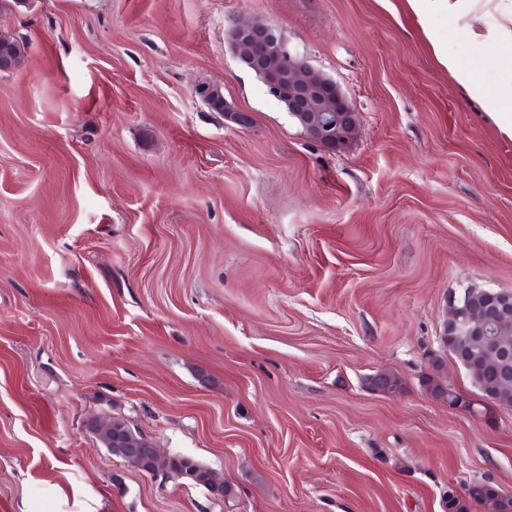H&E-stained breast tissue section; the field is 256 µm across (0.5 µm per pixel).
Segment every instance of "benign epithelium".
I'll use <instances>...</instances> for the list:
<instances>
[{"label":"benign epithelium","mask_w":512,"mask_h":512,"mask_svg":"<svg viewBox=\"0 0 512 512\" xmlns=\"http://www.w3.org/2000/svg\"><path fill=\"white\" fill-rule=\"evenodd\" d=\"M236 40L251 47L250 66L278 76L288 70V83L273 79L266 83L269 94L276 98L288 96L292 116L303 126L311 139L327 147H336L348 140L357 126L358 114L336 82L314 69L289 47L287 40L271 25L257 21H240L232 26ZM512 328V291L467 289L461 298L452 299L449 313L442 325L441 339H449V352L456 363L477 355L497 359L509 356L497 347L488 351L486 345L501 332ZM448 408L460 412L470 409L468 398L452 390L441 397ZM132 452L150 460L145 474L164 475L183 486L196 483L193 469L171 467V457L144 436Z\"/></svg>","instance_id":"obj_1"}]
</instances>
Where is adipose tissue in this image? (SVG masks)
Returning a JSON list of instances; mask_svg holds the SVG:
<instances>
[{
    "label": "adipose tissue",
    "mask_w": 512,
    "mask_h": 512,
    "mask_svg": "<svg viewBox=\"0 0 512 512\" xmlns=\"http://www.w3.org/2000/svg\"><path fill=\"white\" fill-rule=\"evenodd\" d=\"M420 20H428L437 12L448 15V25L454 29H470L473 21L496 11L505 15L506 24L479 38L483 55L512 57V0H408ZM433 50L449 74L464 88L479 92L492 113L499 131L512 137V69L498 71L490 82H483L472 61L459 52L433 42Z\"/></svg>",
    "instance_id": "adipose-tissue-1"
}]
</instances>
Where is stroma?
<instances>
[{
    "instance_id": "stroma-1",
    "label": "stroma",
    "mask_w": 512,
    "mask_h": 512,
    "mask_svg": "<svg viewBox=\"0 0 512 512\" xmlns=\"http://www.w3.org/2000/svg\"><path fill=\"white\" fill-rule=\"evenodd\" d=\"M277 28L358 113L311 140L229 46ZM0 512H445L512 493V407L440 340L451 297L512 290V139L437 60L485 61L407 0H0ZM221 85L225 122L197 94ZM405 389L373 392L372 375ZM124 417L231 485L142 474ZM216 87L217 84L203 85L199 88L198 94L202 97L204 102H206L211 95L210 103L213 106V109L224 110L225 121L234 124L244 123V117L242 116V113L224 100V96L221 90L216 89L214 91ZM443 382V383H441ZM425 386L428 393L435 397H439L444 394V386H448V394L440 397L439 399L448 403V408L460 412H469L471 408L468 404V398L458 391H452V388L447 385L445 381H440L436 377H427L425 380ZM484 491H477V496L472 497V501H466L462 498L448 497L445 503V509L448 512H469L473 506H476L481 512H512V500L500 497L494 491V485L487 483Z\"/></svg>"
}]
</instances>
